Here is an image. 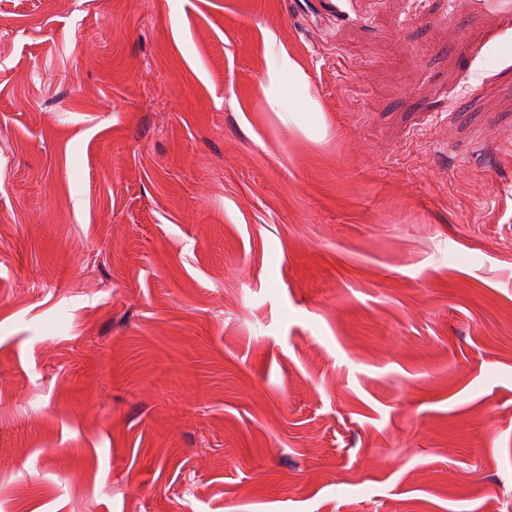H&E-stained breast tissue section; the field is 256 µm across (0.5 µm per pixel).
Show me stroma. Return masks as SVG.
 Segmentation results:
<instances>
[{
  "instance_id": "35a3bbf8",
  "label": "stroma",
  "mask_w": 512,
  "mask_h": 512,
  "mask_svg": "<svg viewBox=\"0 0 512 512\" xmlns=\"http://www.w3.org/2000/svg\"><path fill=\"white\" fill-rule=\"evenodd\" d=\"M332 3L0 0V512H512V0ZM279 72L288 73V83H291L292 91L288 95V121H291L302 127H317L318 115L311 108L303 106L305 96V85L294 72L293 65L288 59V63L283 61Z\"/></svg>"
}]
</instances>
